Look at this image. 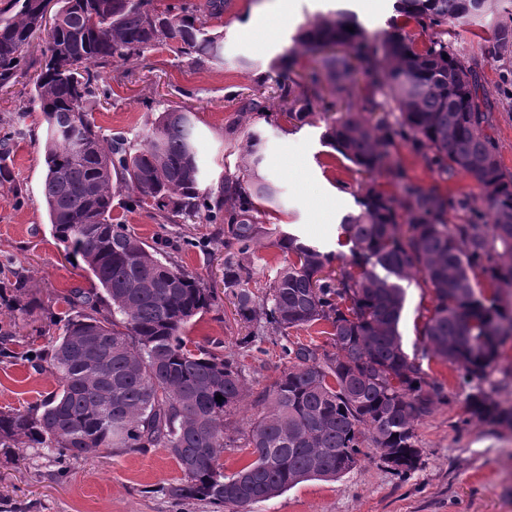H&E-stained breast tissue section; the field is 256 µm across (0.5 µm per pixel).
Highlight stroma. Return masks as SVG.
<instances>
[{"mask_svg": "<svg viewBox=\"0 0 512 512\" xmlns=\"http://www.w3.org/2000/svg\"><path fill=\"white\" fill-rule=\"evenodd\" d=\"M394 0H227L223 14L210 25L224 35L222 64H193L166 48L145 54L137 67L113 62L101 71L107 95L87 106L105 136L124 135L139 142L154 115L146 108L188 110L197 132L206 186L215 188L225 176L241 174L244 139L228 140L224 130L238 122L251 128L253 114L240 111L242 100L262 97L271 112L281 109L278 86L301 80L317 69L321 52L308 51L295 41L302 25L333 19L338 10L356 14L367 36H374L395 19ZM491 20L449 29L454 49L481 73L479 97L493 107L497 153L503 169L512 174V101L505 89L512 84V68L485 57L484 40ZM47 31L35 34L28 48L30 67L25 75L0 88V135L14 132L8 166L11 181L0 184V273L28 277L37 303L26 310L0 305V326L10 327L18 351L40 349L48 341L46 308L65 311L63 295L71 288L93 287L89 272L68 258L55 239L45 209L44 165L39 140L42 114L30 102L33 81L47 46ZM332 113L314 105L306 122L287 128L262 125L263 161L260 171L280 191L279 205L269 207L267 224L335 253L332 272L344 262L340 222L355 209L352 188L364 182L354 165L327 146L322 135ZM399 160L416 183L435 186L442 193L479 201L481 190L468 177L440 179L422 158L400 149ZM112 215L127 224L146 244L166 239L176 244V264L202 278L219 295L218 307L197 315L186 335L196 342H222L224 354L238 356L248 391L227 418L244 430L262 412L255 402L281 368L284 341L324 345L318 327L290 330L287 337L269 336L260 351L240 345L246 330L224 292V246L213 239L212 225L171 224L160 227L150 208L130 205L117 196ZM431 305L427 289L406 285V304L400 323L403 346L414 352L420 343L419 326ZM428 378L442 382L447 403L416 426L421 460L401 476L378 455L334 481L309 480L282 495L255 505L253 512H512V429H496L472 416L460 385L459 369L439 360L424 363ZM57 387L53 375L33 371L26 362H0V410L25 409ZM175 458L164 448L137 451H99L72 463L60 474L54 456L44 448L0 453V512H213L211 505L190 500L174 503L170 485L183 479Z\"/></svg>", "mask_w": 512, "mask_h": 512, "instance_id": "1", "label": "stroma"}]
</instances>
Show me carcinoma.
<instances>
[{"instance_id":"1","label":"carcinoma","mask_w":512,"mask_h":512,"mask_svg":"<svg viewBox=\"0 0 512 512\" xmlns=\"http://www.w3.org/2000/svg\"><path fill=\"white\" fill-rule=\"evenodd\" d=\"M60 2L63 20L49 32L34 82L33 102L46 123L42 193L54 237L98 287L65 295L61 333L31 359L56 377L58 389L23 411H0V448H48L62 464L102 449L165 448L184 473L167 490L173 501L252 512L305 480L354 470L370 452L398 474L414 470L416 425L448 402L443 383L427 378L425 361L463 370L470 413L512 428L500 383L471 385L487 380L512 341V307L502 301L512 292V175L498 159L478 71L444 39L450 25L486 19L494 0H395L416 30L379 33L380 58L347 11L299 28L295 41L303 47L354 52L327 58L325 75L313 72L305 85H279L283 115L302 122L315 102L340 113L324 142L358 172L397 188L389 195L373 182L359 185L358 209L341 219L350 269L334 278L318 276L331 254L264 227L258 202L276 204L277 189L259 173L257 131L246 134L244 174L224 177L215 191L202 186L190 112H160L135 145L105 138L85 110L98 97L100 69L116 60L133 64L173 43L194 63H223L224 37L210 20L224 13L226 0H179L163 9L154 0ZM40 3L12 0L16 12L0 10V88L28 69L30 39L44 20ZM483 54L512 55V15L494 20ZM360 72L369 78L362 95ZM401 147L441 179L471 178L486 210L471 208L467 224L448 223L465 202L413 182L394 158ZM124 191L164 225H224V288L248 328L241 344L259 351L264 336L329 327L322 346L282 345L283 369L260 394L262 415L243 432L255 459L230 475L219 463L236 443L225 416L243 400L246 380L235 358L208 343L191 347L185 336L217 298L169 252L114 221L112 203ZM272 235L284 262L261 292L258 251ZM415 276L432 293V307L410 355L399 325L403 282ZM33 295L22 274L0 280L9 309H24Z\"/></svg>"}]
</instances>
